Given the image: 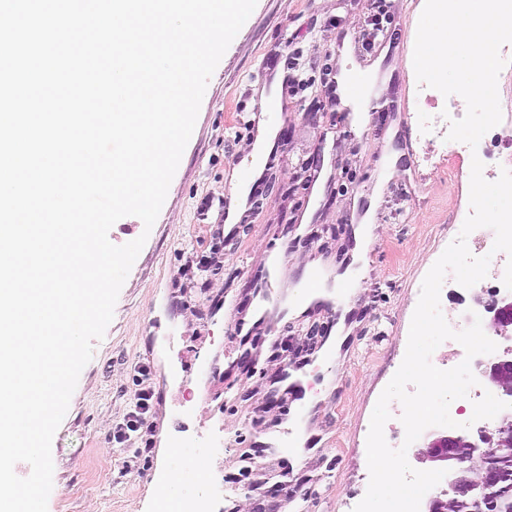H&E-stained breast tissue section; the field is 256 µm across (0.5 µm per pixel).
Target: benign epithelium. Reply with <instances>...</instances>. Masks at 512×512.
<instances>
[{"label":"benign epithelium","instance_id":"obj_1","mask_svg":"<svg viewBox=\"0 0 512 512\" xmlns=\"http://www.w3.org/2000/svg\"><path fill=\"white\" fill-rule=\"evenodd\" d=\"M494 335L512 340V294L485 307ZM481 377L496 391L498 399L512 405V347H506L478 363ZM512 445V415L504 413L495 425H484L474 434L439 432L418 449V458L438 467L451 468L453 480L448 498L430 500L428 512H500L501 497L512 491V471L502 466L507 457L498 455Z\"/></svg>","mask_w":512,"mask_h":512}]
</instances>
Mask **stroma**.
Segmentation results:
<instances>
[{
	"instance_id": "35a3bbf8",
	"label": "stroma",
	"mask_w": 512,
	"mask_h": 512,
	"mask_svg": "<svg viewBox=\"0 0 512 512\" xmlns=\"http://www.w3.org/2000/svg\"><path fill=\"white\" fill-rule=\"evenodd\" d=\"M385 36L361 33L372 0H257L212 75L192 136L152 228L127 216L109 231L113 244L147 242L134 262L102 340L83 368L52 442L53 487L48 512H144L155 488L157 450L123 467L110 438L133 396V368L153 378L154 429L169 426L203 448V479L184 473L180 494L209 512H344L365 495L358 475L376 402L402 362L419 288L448 245L458 198L456 160L440 159L425 184L426 143L417 127L416 75L411 64L422 0H384ZM379 72L365 122L337 104L341 71ZM281 73L274 97L276 136L256 203L235 238L224 229V201L233 173L249 162L260 107L257 87ZM376 229L367 272L349 293L353 330L343 363L318 350L335 331L338 313L310 308L292 318L279 310L307 283L314 264L343 273L357 246V227ZM284 256L268 331L239 335L256 297L254 285ZM309 387L332 377L311 413L314 447L293 470L292 494L280 487L292 470L267 432L288 422L291 373Z\"/></svg>"
}]
</instances>
